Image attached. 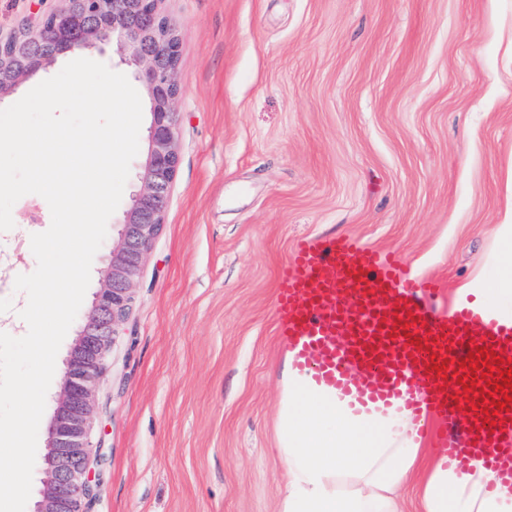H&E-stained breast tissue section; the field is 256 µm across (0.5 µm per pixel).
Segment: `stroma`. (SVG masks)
I'll list each match as a JSON object with an SVG mask.
<instances>
[{
  "instance_id": "stroma-1",
  "label": "stroma",
  "mask_w": 512,
  "mask_h": 512,
  "mask_svg": "<svg viewBox=\"0 0 512 512\" xmlns=\"http://www.w3.org/2000/svg\"><path fill=\"white\" fill-rule=\"evenodd\" d=\"M62 0H0L9 36ZM179 39V165L97 395L93 512H277L286 345L275 286L297 239L351 235L440 282L431 300L493 297L512 276V0H159ZM134 77L113 43L68 62ZM0 232V326L27 303L28 194Z\"/></svg>"
}]
</instances>
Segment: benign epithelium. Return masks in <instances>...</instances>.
Instances as JSON below:
<instances>
[{
	"instance_id": "benign-epithelium-1",
	"label": "benign epithelium",
	"mask_w": 512,
	"mask_h": 512,
	"mask_svg": "<svg viewBox=\"0 0 512 512\" xmlns=\"http://www.w3.org/2000/svg\"><path fill=\"white\" fill-rule=\"evenodd\" d=\"M156 4L157 0H112V15L106 16L101 0H84L82 16L71 15L64 6L23 27L33 41L51 28L61 53L109 39L115 42L117 51L136 67L152 116L140 187L124 213L118 238L109 247L100 286L91 306L80 315L77 337L64 362L62 385L47 427L44 478L33 512H90L88 463L96 393L111 343L129 314L144 258L164 224L168 194L177 175L178 41ZM53 60L52 55L27 53L22 69L0 73V97Z\"/></svg>"
}]
</instances>
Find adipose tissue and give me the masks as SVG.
Instances as JSON below:
<instances>
[{
	"label": "adipose tissue",
	"instance_id": "ef3b65f1",
	"mask_svg": "<svg viewBox=\"0 0 512 512\" xmlns=\"http://www.w3.org/2000/svg\"><path fill=\"white\" fill-rule=\"evenodd\" d=\"M276 454L286 467L277 512H405L415 485L420 512H512V487L492 483L481 462L460 468L449 457L423 479L418 427L392 411L355 413L284 361Z\"/></svg>",
	"mask_w": 512,
	"mask_h": 512
}]
</instances>
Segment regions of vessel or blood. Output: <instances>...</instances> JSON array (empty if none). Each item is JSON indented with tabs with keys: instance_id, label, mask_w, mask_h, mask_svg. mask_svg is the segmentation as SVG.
<instances>
[{
	"instance_id": "1",
	"label": "vessel or blood",
	"mask_w": 512,
	"mask_h": 512,
	"mask_svg": "<svg viewBox=\"0 0 512 512\" xmlns=\"http://www.w3.org/2000/svg\"><path fill=\"white\" fill-rule=\"evenodd\" d=\"M437 291L435 282L411 279L397 251L306 236L278 277L275 334L294 366L355 411L386 408L425 421L437 450L466 415L469 449L496 480L512 483V401L495 390L504 369L497 358L512 350V317L467 302L430 311L424 300ZM477 356L490 375L475 370Z\"/></svg>"
}]
</instances>
